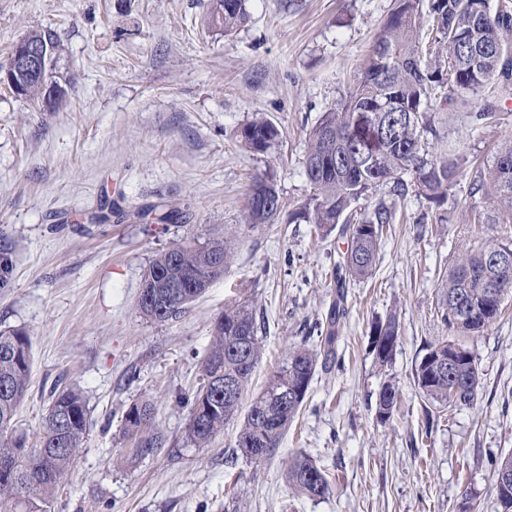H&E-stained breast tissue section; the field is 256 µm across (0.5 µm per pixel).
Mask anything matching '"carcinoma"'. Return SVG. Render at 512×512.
Listing matches in <instances>:
<instances>
[{
  "label": "carcinoma",
  "instance_id": "cac0c4a2",
  "mask_svg": "<svg viewBox=\"0 0 512 512\" xmlns=\"http://www.w3.org/2000/svg\"><path fill=\"white\" fill-rule=\"evenodd\" d=\"M382 32L373 42L367 62L353 87L334 108L322 113L309 132L305 174L310 194L289 213L288 221L314 224L329 234L346 225L351 245L336 264V279H363L376 264L383 225L395 218L393 208L378 203L358 212L356 204L390 186L402 194L413 186L440 207L460 176L458 158L434 151L439 139L431 102L452 99L467 108L481 100L470 114L474 123L496 122V89L512 85V0H397ZM248 0H211L208 26L226 35L246 24ZM22 41L47 46L54 61L63 52L57 33L49 28L29 31ZM42 84L26 82L17 95L41 103ZM244 147L264 155L278 145L279 128L262 114L240 129ZM474 198V223L512 224V139L498 149L491 169L476 168L470 182ZM273 178L254 177L247 206L248 226L272 224L281 212ZM232 233L200 245L175 244L161 252L144 273L138 306L146 318L166 322L184 313L216 279L224 275L234 252ZM16 244L0 240V288L11 284ZM512 255L509 237L479 241L451 266L440 287L442 325L462 337H475L493 324L501 307L486 312L487 293L500 287L512 292V265L501 258ZM168 275L165 284H152ZM377 363L392 358L398 322L390 318L371 330ZM262 353L256 320L249 301L224 310L212 329V339L202 361V383L191 399L187 442L208 446L237 416L244 393ZM31 338L23 328L0 329V446L13 449L11 478L0 475V508L12 512H45L63 478L73 466L90 431L89 407L77 388L53 387L36 447L17 435L3 442L18 407L28 392ZM318 350L297 345L288 351L261 395L250 404L237 433L235 448L260 464L275 452L299 415L316 373ZM415 384L423 397L441 408L471 404L477 396L480 373L475 358L462 343L438 340L425 347L414 370ZM236 384L228 392L225 384ZM301 393H296V390ZM397 390L382 385L377 404L380 421L391 417ZM149 402L130 405L125 411L123 436L132 442L133 459L154 454L163 443L152 426ZM288 483L308 497H324L330 482L308 455L297 454L286 462Z\"/></svg>",
  "mask_w": 512,
  "mask_h": 512
}]
</instances>
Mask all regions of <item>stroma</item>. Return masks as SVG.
Returning a JSON list of instances; mask_svg holds the SVG:
<instances>
[{"label":"stroma","instance_id":"stroma-1","mask_svg":"<svg viewBox=\"0 0 512 512\" xmlns=\"http://www.w3.org/2000/svg\"><path fill=\"white\" fill-rule=\"evenodd\" d=\"M209 4L0 0V63L41 26L65 47V94L53 108L0 86V237L16 243L0 328H25L33 356L13 431L37 443L57 382L79 387L90 409L85 445L47 512H502L489 458L512 453V296L483 336L465 341L481 372L473 404L435 413L413 372L427 343L450 336L437 315L439 285L487 235L473 221L470 164L491 166L512 137V89L500 92V119L488 125L435 101L436 150L465 160L443 207L412 188L363 200L366 209L385 200L397 219L384 227L372 275L347 281L333 352L320 357L274 454L255 465L236 452L237 419L207 447L187 442L189 397L225 308L249 301L263 339L249 402L336 299L348 233L324 236L287 213L310 192V128L352 85L396 0H250L247 24L228 36L208 28ZM256 113L283 134L266 155L238 140ZM266 171L285 211L252 229L250 184ZM172 210L177 223H160ZM227 231L238 241L223 277L180 317L146 319L138 296L156 255ZM392 316L399 336L382 366L370 329ZM386 383L398 403L382 422ZM137 401L153 404L164 443L130 461L124 414ZM300 452L324 470L327 496L289 485L285 462Z\"/></svg>","mask_w":512,"mask_h":512}]
</instances>
